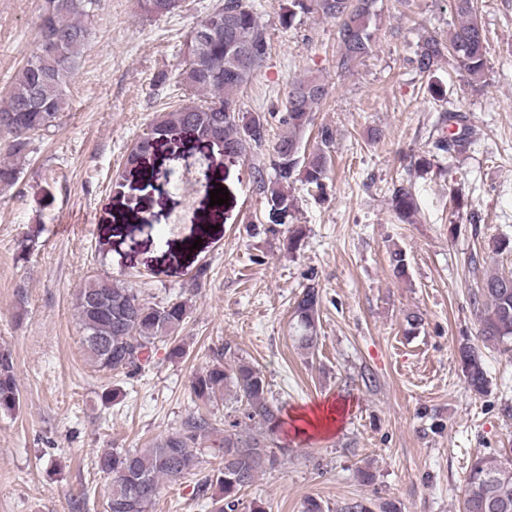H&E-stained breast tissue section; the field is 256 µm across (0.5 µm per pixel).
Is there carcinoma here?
Returning <instances> with one entry per match:
<instances>
[{
  "label": "carcinoma",
  "mask_w": 512,
  "mask_h": 512,
  "mask_svg": "<svg viewBox=\"0 0 512 512\" xmlns=\"http://www.w3.org/2000/svg\"><path fill=\"white\" fill-rule=\"evenodd\" d=\"M136 10L148 18L176 13L173 0H133ZM376 0H287L280 23L291 27L297 18L320 17L336 22L339 53L337 69L353 71L375 47L378 13ZM100 0H44L37 20L35 51L18 70L8 96L0 102V188L15 186L21 175L20 162L30 152L36 137L56 126L66 106L70 85L91 37V25ZM458 24L442 39L426 37L415 52L413 63L425 73L447 59L462 71L467 82L486 81L487 37L478 22L474 0H450ZM268 30L250 0H218L208 20L190 31L184 60L178 73L185 91L180 105L159 113L126 157V165L139 166L163 143L184 136L202 143L219 142L229 162L261 153L268 141V121L241 109L239 91L253 78L268 57ZM328 95L326 84L306 76L290 83L286 112L280 124L286 127L269 154L273 176H259L258 191L264 197L266 233L288 226L284 242L288 254L301 247L304 232L288 222L298 209L297 198L288 191L298 181L310 192L325 189L333 163V130L318 129V147L306 153L303 134L313 125L315 113ZM464 116L448 111L443 121L460 132H450L433 142L438 154L450 156L466 151L472 144ZM392 206L405 219L416 211L412 185L394 189ZM206 271L199 269L183 285L180 295L165 302L150 303L118 280L91 277L80 288L75 310L83 329L82 346L89 362L99 372L123 373L132 377L150 357L155 343L169 341L168 358L186 354V343L178 338L191 309L190 296L200 288ZM482 299L477 343L459 347V366L470 391L482 395L489 379L480 346L512 349V274L494 272L486 276L480 291ZM320 291L313 285L297 297L290 320L298 347L311 354L318 336ZM233 363L219 354L192 380L194 401L205 405L224 401V435L214 436L216 427L208 416H190L181 428L133 451L104 452L97 469L112 476L105 512H152L160 482L178 483L196 474L202 453L219 461L214 473L205 477L198 490L215 486L210 496V512H239L241 493L259 477L275 470L288 449L277 446L274 435L283 424L282 407L270 396L263 372L245 358L231 353ZM20 406V390L13 354L0 347V412L12 413ZM462 512H512V463L476 459L465 477Z\"/></svg>",
  "instance_id": "cac0c4a2"
}]
</instances>
